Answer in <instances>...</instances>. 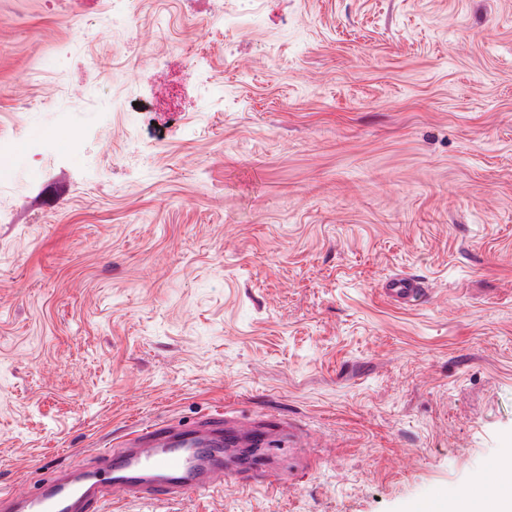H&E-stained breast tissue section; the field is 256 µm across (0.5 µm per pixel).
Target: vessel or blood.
<instances>
[{
  "mask_svg": "<svg viewBox=\"0 0 512 512\" xmlns=\"http://www.w3.org/2000/svg\"><path fill=\"white\" fill-rule=\"evenodd\" d=\"M382 292L403 305L427 298L422 281L403 274L386 280ZM296 438L295 425L274 414L263 421L225 410L190 422L170 418L135 429L120 445L97 449L91 461L52 472L37 485L1 490L0 512H106L111 501L125 496L172 500L222 489L230 479L259 484L269 478L274 448ZM227 441L255 443L264 452L228 467Z\"/></svg>",
  "mask_w": 512,
  "mask_h": 512,
  "instance_id": "vessel-or-blood-1",
  "label": "vessel or blood"
}]
</instances>
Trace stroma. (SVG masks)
Segmentation results:
<instances>
[{"label": "stroma", "mask_w": 512, "mask_h": 512, "mask_svg": "<svg viewBox=\"0 0 512 512\" xmlns=\"http://www.w3.org/2000/svg\"><path fill=\"white\" fill-rule=\"evenodd\" d=\"M225 2L258 24L142 0L119 57L109 28L81 39L112 0H0V128L43 142L0 190V487L221 407L298 425L271 486L107 512L501 487L512 0ZM404 272L419 305L379 294Z\"/></svg>", "instance_id": "35a3bbf8"}]
</instances>
